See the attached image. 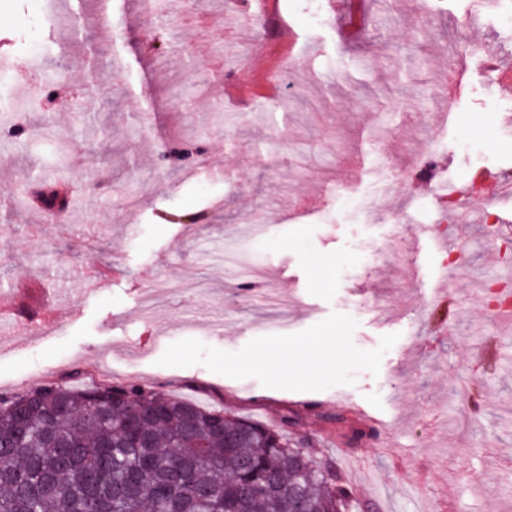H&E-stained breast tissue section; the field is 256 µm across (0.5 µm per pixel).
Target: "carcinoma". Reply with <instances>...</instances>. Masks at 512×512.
Listing matches in <instances>:
<instances>
[{"instance_id": "carcinoma-1", "label": "carcinoma", "mask_w": 512, "mask_h": 512, "mask_svg": "<svg viewBox=\"0 0 512 512\" xmlns=\"http://www.w3.org/2000/svg\"><path fill=\"white\" fill-rule=\"evenodd\" d=\"M36 201L68 205L52 187ZM21 402L0 398V512H348L353 501L280 427L139 385L51 383Z\"/></svg>"}]
</instances>
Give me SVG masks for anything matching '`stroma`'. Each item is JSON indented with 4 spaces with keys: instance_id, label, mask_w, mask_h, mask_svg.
Listing matches in <instances>:
<instances>
[{
    "instance_id": "1",
    "label": "stroma",
    "mask_w": 512,
    "mask_h": 512,
    "mask_svg": "<svg viewBox=\"0 0 512 512\" xmlns=\"http://www.w3.org/2000/svg\"><path fill=\"white\" fill-rule=\"evenodd\" d=\"M473 2L367 0L353 31L311 25L313 0L250 23L224 0H116L107 16L100 0H0L16 107L0 119V286L31 290L4 329L0 396L135 384L285 425L352 488V512H512V322L485 300L508 236L437 225L472 272L443 294L448 248H416L423 155L458 189L481 168L512 178V85L484 65L489 47L512 65V32L500 0L471 25ZM277 73L283 126L267 118ZM90 78L110 104L84 97ZM189 136L200 162L162 167ZM39 182L72 199L58 222L26 201ZM369 202L410 220L369 221Z\"/></svg>"
}]
</instances>
